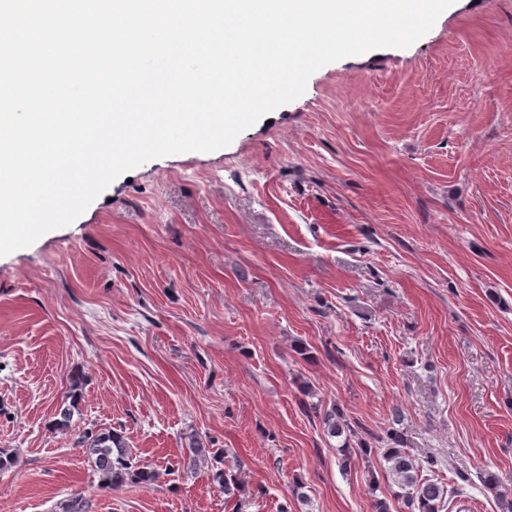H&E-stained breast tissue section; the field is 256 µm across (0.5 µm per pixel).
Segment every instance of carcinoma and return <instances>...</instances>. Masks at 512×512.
Instances as JSON below:
<instances>
[{
	"label": "carcinoma",
	"instance_id": "cac0c4a2",
	"mask_svg": "<svg viewBox=\"0 0 512 512\" xmlns=\"http://www.w3.org/2000/svg\"><path fill=\"white\" fill-rule=\"evenodd\" d=\"M389 439L393 446L383 449L382 456L387 462L388 476L400 489L398 498L403 502L405 512H442L448 489L429 478L422 477L417 463L401 448L400 436L392 432ZM91 468L101 478L102 485L118 488L126 484H149L156 479V473L133 462L124 437L112 430L104 432H87L79 441ZM210 458L222 463L220 453L206 447L194 437L189 443V466H196L197 461ZM215 479L224 490V495L233 498L241 495L243 485L235 473L218 469Z\"/></svg>",
	"mask_w": 512,
	"mask_h": 512
}]
</instances>
